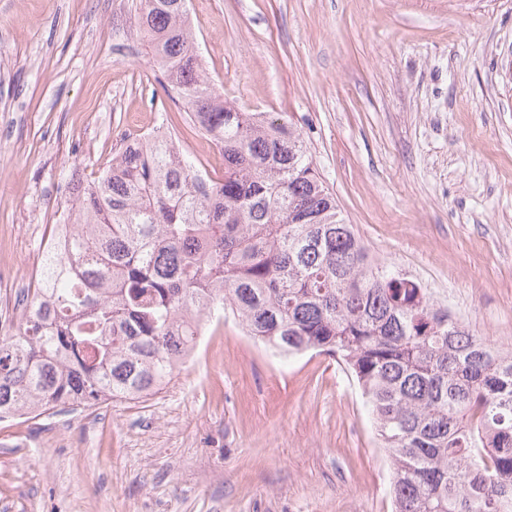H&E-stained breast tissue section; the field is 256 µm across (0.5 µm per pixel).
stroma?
<instances>
[{
    "label": "stroma",
    "mask_w": 512,
    "mask_h": 512,
    "mask_svg": "<svg viewBox=\"0 0 512 512\" xmlns=\"http://www.w3.org/2000/svg\"><path fill=\"white\" fill-rule=\"evenodd\" d=\"M139 0H0V269L28 285L73 176L168 113ZM216 89L281 112L371 256L512 347V0H190ZM109 35L100 45L99 32ZM358 385L205 323L139 400L0 422V512H393Z\"/></svg>",
    "instance_id": "1"
}]
</instances>
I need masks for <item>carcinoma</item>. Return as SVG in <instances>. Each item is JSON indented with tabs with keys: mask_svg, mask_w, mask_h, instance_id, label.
<instances>
[{
	"mask_svg": "<svg viewBox=\"0 0 512 512\" xmlns=\"http://www.w3.org/2000/svg\"><path fill=\"white\" fill-rule=\"evenodd\" d=\"M186 2L140 0L137 27L222 170L158 131L85 185L68 252L45 255L0 336V419L149 395L220 307L281 356L344 365L390 461L395 512H512V348L371 259L298 129L217 94Z\"/></svg>",
	"mask_w": 512,
	"mask_h": 512,
	"instance_id": "1",
	"label": "carcinoma"
}]
</instances>
